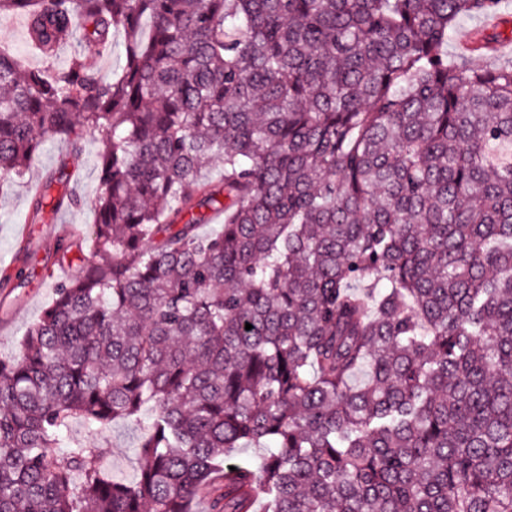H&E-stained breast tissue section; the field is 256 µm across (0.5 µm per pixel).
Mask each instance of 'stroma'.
I'll use <instances>...</instances> for the list:
<instances>
[{"label": "stroma", "instance_id": "1", "mask_svg": "<svg viewBox=\"0 0 512 512\" xmlns=\"http://www.w3.org/2000/svg\"><path fill=\"white\" fill-rule=\"evenodd\" d=\"M0 45L31 69H40L49 63L57 68L66 67L75 51L72 46H63L52 62H45L30 45L26 19L20 15L0 19ZM68 159L75 174L66 187L84 199V206L60 215L46 213L42 222L34 224L30 221V195L26 188L18 186L0 195V257L10 258L18 250L21 234H28L39 242L38 250L27 258L25 280L11 288L0 287V358L4 360L16 353L27 329L54 299L58 282L72 273L71 267L59 262L54 251L50 238L52 226L78 224L86 227L95 219L88 202L100 188L97 141L86 138L82 152ZM139 436V426L123 420L114 421L105 435V448L101 455L89 458V465L120 479H134L137 469L135 447Z\"/></svg>", "mask_w": 512, "mask_h": 512}]
</instances>
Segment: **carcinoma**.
<instances>
[{
  "mask_svg": "<svg viewBox=\"0 0 512 512\" xmlns=\"http://www.w3.org/2000/svg\"><path fill=\"white\" fill-rule=\"evenodd\" d=\"M499 11L0 0L46 58L124 36L109 80L0 47L1 189L101 145L94 247L56 240L77 270L0 360V512H512V64L469 63L509 37L448 61ZM144 416L131 482L64 441ZM64 145L54 139H47L38 156L35 158L31 168L33 182H39L41 173L44 174L48 169L55 167L61 157L65 155Z\"/></svg>",
  "mask_w": 512,
  "mask_h": 512,
  "instance_id": "cac0c4a2",
  "label": "carcinoma"
}]
</instances>
